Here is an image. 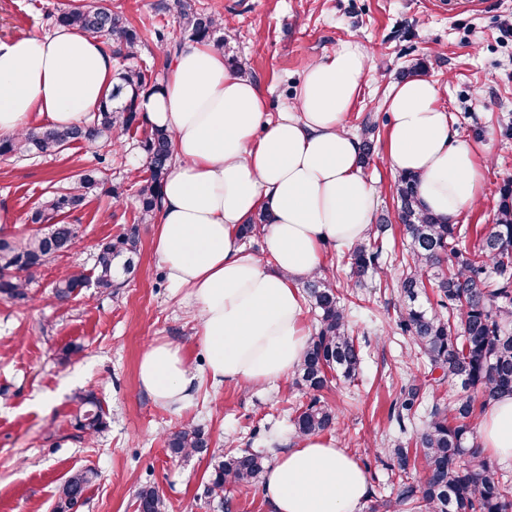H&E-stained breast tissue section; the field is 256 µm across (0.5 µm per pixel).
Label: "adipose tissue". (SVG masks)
Returning a JSON list of instances; mask_svg holds the SVG:
<instances>
[{"mask_svg":"<svg viewBox=\"0 0 512 512\" xmlns=\"http://www.w3.org/2000/svg\"><path fill=\"white\" fill-rule=\"evenodd\" d=\"M357 42L312 63L288 112L265 117L251 78L230 70L223 50L190 42L174 55L159 91L144 95L147 121L171 135L174 164L153 217L154 248L208 354L196 372L181 348L158 342L140 363L142 388L182 409L204 379L271 385L288 378L310 342L299 284L321 271L323 248L367 238L375 189L362 174L360 141L346 127L367 70ZM115 57L99 39L68 28L0 41V134L43 124H83L114 87ZM438 89L413 75L392 84L385 159L416 177L432 213L454 221L479 196L482 171L457 138ZM265 213V259L247 252L239 230ZM486 454L512 460V396L480 425ZM273 512H360L368 478L334 438L313 434L280 452L262 486Z\"/></svg>","mask_w":512,"mask_h":512,"instance_id":"ef3b65f1","label":"adipose tissue"}]
</instances>
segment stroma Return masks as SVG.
<instances>
[{
  "mask_svg": "<svg viewBox=\"0 0 512 512\" xmlns=\"http://www.w3.org/2000/svg\"><path fill=\"white\" fill-rule=\"evenodd\" d=\"M80 0H0V41L42 37L61 10ZM123 13L141 36L133 59L148 76L165 73L166 47L157 30L177 24L167 0H104ZM198 10L221 13L228 23L224 56L237 60L256 80L268 119L288 107L308 66L345 41L368 53L361 93L347 114L360 132L364 120L378 125L374 153L363 175L376 189V214L395 216V172L384 159L390 86L411 65L439 90L457 137L486 160L480 201L457 218L473 247L492 222L499 188L512 179V36L501 31L512 19V0H191ZM143 131H130L120 146L71 145L55 156L1 157L0 207L13 223L0 234L35 231L33 212L47 191L67 185L87 169L107 175L103 188L64 215L76 225L73 251L43 266L29 287L30 302L0 298V512H52L58 487L69 474L92 468L96 481L78 512H137L141 485L155 487L165 512H214L206 494L208 455L171 458L166 437L190 423L209 437L212 449L250 448L268 457L293 439L292 419L307 400L292 380L273 386L203 384L193 403L177 410L155 401L141 387L145 351L168 340L183 347L196 370L205 356L194 336L197 314L170 286L153 244L151 225L140 226L139 263L128 283L114 292L86 288L65 303L52 299L51 283L71 268L93 273L98 244L135 224L136 177L145 176ZM400 225L385 240L384 277L355 287L349 317L364 345L360 375L351 384H329L322 399L335 404L339 424L331 435L354 456L369 478L368 503L378 512L395 503L399 480L385 450L400 435L388 418L409 375L423 386L415 416L423 421L437 402L460 395V385L433 379L423 359L411 355L409 336L396 326L399 304L396 261L403 245ZM80 352L63 358L66 347ZM95 392L106 427L87 437L74 427L76 396Z\"/></svg>",
  "mask_w": 512,
  "mask_h": 512,
  "instance_id": "stroma-1",
  "label": "stroma"
}]
</instances>
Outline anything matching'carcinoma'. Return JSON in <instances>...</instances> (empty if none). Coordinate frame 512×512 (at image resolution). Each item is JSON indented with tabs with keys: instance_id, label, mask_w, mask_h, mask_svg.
Segmentation results:
<instances>
[{
	"instance_id": "1",
	"label": "carcinoma",
	"mask_w": 512,
	"mask_h": 512,
	"mask_svg": "<svg viewBox=\"0 0 512 512\" xmlns=\"http://www.w3.org/2000/svg\"><path fill=\"white\" fill-rule=\"evenodd\" d=\"M182 37L162 32L161 42L168 53H176L185 41L214 40L224 29L218 14L197 11L190 0H172ZM55 25L109 42L118 56L133 54L138 32L121 14L98 0L60 12ZM160 88L148 85L146 73L129 67L119 74L112 98L102 102L94 119L83 125L30 128L0 138V156L55 155L75 143L116 144L120 137L139 127L138 100L145 91ZM376 124L364 122L361 132V160L374 151ZM148 176L139 182L138 223L115 239L98 246L95 283L102 290L122 287L120 278L135 266L139 225L151 223L161 202V189L172 164L170 134L150 127L143 141ZM103 184L102 171L87 170L63 192L42 201L32 214L34 224L46 231L21 237H0V295L15 301L28 299L31 269L71 252L77 230L57 217L83 206L88 194ZM400 201L398 218L403 225L405 252L400 266L406 273L398 281L400 304L398 328L410 337L415 354L423 357L430 371H441V379L458 383L480 395L475 406L469 396H457L435 404L413 435L415 449L422 457L424 479L414 485L407 481L409 448L397 439L387 449L392 469L397 471L402 490L396 506L411 512H512V483L489 462L480 448L475 429L477 420L497 398L512 395V179L499 188V204L493 224L485 228L474 249L459 248L465 231L424 208L415 194V177L401 174L396 182ZM386 219L375 225V235L357 243L344 256L352 277L362 281L384 273L383 236ZM88 284V276L75 269L52 283V297L63 302ZM437 289L436 306L419 303L427 286ZM303 293L317 312L318 328L311 337L297 367L296 384L311 394L310 401L293 420L300 436L331 431L338 423L336 408L317 396L325 388L329 374L345 382L355 380L362 355L354 336L349 314L342 304L336 283L327 275H314L303 282ZM422 387L415 376L401 387V399L392 419L401 432L405 421L415 416L421 403ZM75 427L93 436L106 426L102 408L94 392L77 397ZM171 456L181 458L209 452L210 441L198 427L187 424L167 436ZM268 457L249 449H229L215 458L207 487L208 497L224 507L228 486L251 487L263 476ZM97 478L91 469L72 472L61 486L53 512H74L87 488ZM138 512H164V501L155 487L142 486L137 494Z\"/></svg>"
}]
</instances>
